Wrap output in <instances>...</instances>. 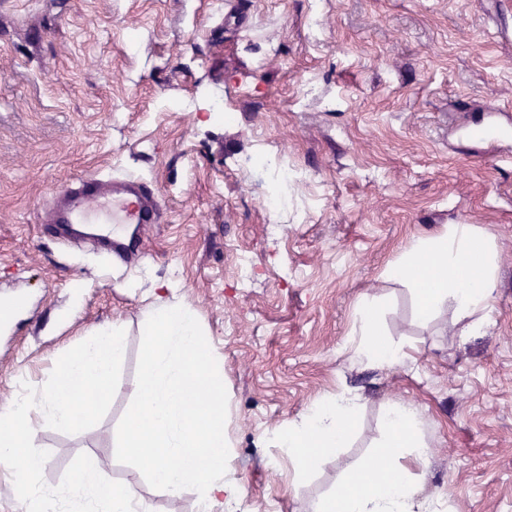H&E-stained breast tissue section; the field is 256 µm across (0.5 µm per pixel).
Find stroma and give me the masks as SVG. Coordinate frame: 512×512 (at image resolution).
<instances>
[{"mask_svg": "<svg viewBox=\"0 0 512 512\" xmlns=\"http://www.w3.org/2000/svg\"><path fill=\"white\" fill-rule=\"evenodd\" d=\"M0 0V407L42 387L57 359L99 327L125 332L118 390L102 420L41 427L47 486L79 454L135 480L153 512H196L160 492L118 437L135 404L140 325L154 279L173 276L224 369L225 471L243 495L213 512H310L385 438L393 404L420 412L428 450L409 468L443 512H512V159L459 140L468 110L512 109L506 0ZM321 94L295 105L306 85ZM190 99L194 108L177 110ZM302 173L267 211L259 148ZM96 173L134 177L159 223L119 225L120 260L47 223L55 199ZM490 236L495 288L481 334L452 306L422 320L389 266L416 236L452 224ZM253 260L238 282V256ZM374 309L401 365L359 362ZM352 394L343 445L303 478L275 435L317 399Z\"/></svg>", "mask_w": 512, "mask_h": 512, "instance_id": "obj_1", "label": "stroma"}]
</instances>
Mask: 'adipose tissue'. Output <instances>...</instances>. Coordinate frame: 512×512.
I'll use <instances>...</instances> for the list:
<instances>
[{"label": "adipose tissue", "mask_w": 512, "mask_h": 512, "mask_svg": "<svg viewBox=\"0 0 512 512\" xmlns=\"http://www.w3.org/2000/svg\"><path fill=\"white\" fill-rule=\"evenodd\" d=\"M417 289L421 318L451 304L466 333L480 332L474 315L486 307L494 285V256L479 243L471 225L455 224L437 236H419L405 246L389 271ZM177 280L154 286V298L142 323L143 362L133 415L120 439L122 452L138 461L163 493L176 497L194 489L198 512L216 501L241 494L224 470V370L203 350L206 333L196 311L177 300ZM357 356L370 363H399L402 346L377 341L374 313L361 317ZM358 417L354 400L339 397L289 422L279 439L297 473L313 470L346 441ZM387 436L367 462L348 470L341 492L320 499L314 512H433L408 472L393 460L399 449H413L425 461V444L416 411L395 404L385 414Z\"/></svg>", "instance_id": "obj_1"}]
</instances>
